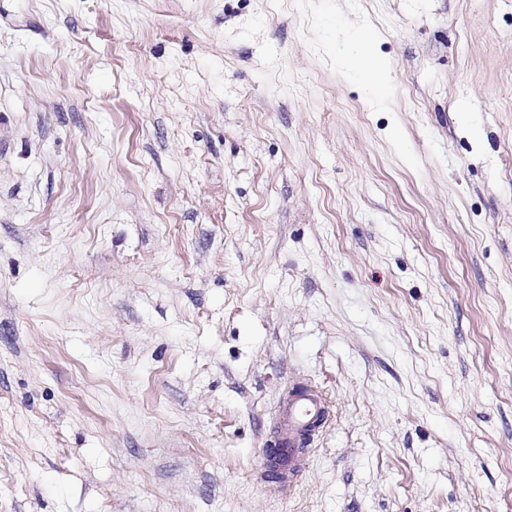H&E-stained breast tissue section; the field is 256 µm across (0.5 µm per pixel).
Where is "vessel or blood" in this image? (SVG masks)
Wrapping results in <instances>:
<instances>
[{
    "mask_svg": "<svg viewBox=\"0 0 512 512\" xmlns=\"http://www.w3.org/2000/svg\"><path fill=\"white\" fill-rule=\"evenodd\" d=\"M326 414V401L318 392L309 388L289 391L279 414L277 439L270 450L281 488H290L296 482L301 470L298 450Z\"/></svg>",
    "mask_w": 512,
    "mask_h": 512,
    "instance_id": "obj_1",
    "label": "vessel or blood"
}]
</instances>
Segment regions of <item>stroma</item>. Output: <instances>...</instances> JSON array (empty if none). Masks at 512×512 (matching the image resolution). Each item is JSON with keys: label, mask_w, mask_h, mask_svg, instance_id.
Returning <instances> with one entry per match:
<instances>
[{"label": "stroma", "mask_w": 512, "mask_h": 512, "mask_svg": "<svg viewBox=\"0 0 512 512\" xmlns=\"http://www.w3.org/2000/svg\"><path fill=\"white\" fill-rule=\"evenodd\" d=\"M0 512H512V0H0ZM299 387L288 392L279 414L274 448H269L282 489L290 488L298 479L302 466L298 448H304L313 426L327 414L326 401L318 392Z\"/></svg>", "instance_id": "obj_1"}]
</instances>
